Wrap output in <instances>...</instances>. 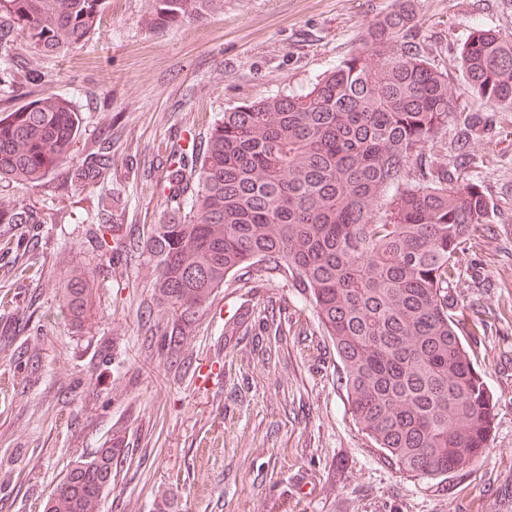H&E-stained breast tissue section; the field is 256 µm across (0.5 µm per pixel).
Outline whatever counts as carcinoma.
I'll return each mask as SVG.
<instances>
[{
    "mask_svg": "<svg viewBox=\"0 0 512 512\" xmlns=\"http://www.w3.org/2000/svg\"><path fill=\"white\" fill-rule=\"evenodd\" d=\"M106 0H0L10 27L41 55H64L100 32ZM414 0H394L333 70L300 94L245 104L213 123L200 163L169 156L160 192L183 199L185 218L155 224L146 250L156 288L184 318L235 273L275 271L313 302L336 346L353 419L375 447L420 477L479 461L495 400L466 338L485 331L459 309L457 253L498 206L464 177L471 140L492 133L483 112H453L448 75L414 41ZM224 0H154L150 27H179ZM459 64L471 93L512 112V35L476 29ZM456 131L446 162L430 144ZM80 118L45 93L0 114V180L37 185L72 160ZM102 157L76 168L84 187ZM400 187L392 195L387 190ZM1 224H43L31 208L0 205ZM90 276L59 296L75 322L89 304ZM117 449L74 463L43 512H97L112 486Z\"/></svg>",
    "mask_w": 512,
    "mask_h": 512,
    "instance_id": "1",
    "label": "carcinoma"
}]
</instances>
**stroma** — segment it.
Masks as SVG:
<instances>
[{"label":"stroma","instance_id":"stroma-1","mask_svg":"<svg viewBox=\"0 0 512 512\" xmlns=\"http://www.w3.org/2000/svg\"><path fill=\"white\" fill-rule=\"evenodd\" d=\"M152 3L107 0L100 34L62 56L17 35L0 48V112L50 90L81 118L72 162L36 187L0 182V203L47 216L0 224V512H43L72 462L107 443L119 455L98 512H512V112L491 113L494 137L470 146L467 174L501 214L458 254L454 290L488 325L470 347L496 399L489 447L469 467L417 477L355 424L309 298L232 276L181 320L159 301L145 248L179 207L158 191L171 150L205 148L232 108L308 88L392 0H224L170 30L145 26ZM417 8L416 39L457 106L481 109L458 50L476 27L512 34V0ZM103 147L110 169L78 189L75 163ZM87 270L92 307L76 325L58 293ZM267 309L282 335L255 333Z\"/></svg>","mask_w":512,"mask_h":512}]
</instances>
